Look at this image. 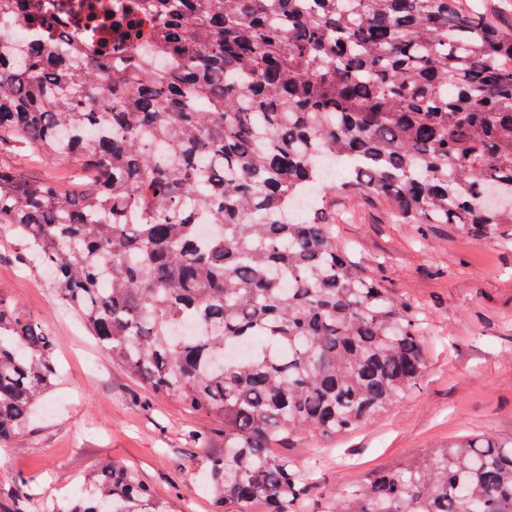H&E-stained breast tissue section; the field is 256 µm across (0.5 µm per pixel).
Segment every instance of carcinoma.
Segmentation results:
<instances>
[{"label":"carcinoma","mask_w":512,"mask_h":512,"mask_svg":"<svg viewBox=\"0 0 512 512\" xmlns=\"http://www.w3.org/2000/svg\"><path fill=\"white\" fill-rule=\"evenodd\" d=\"M0 152L78 167L72 186L0 163V230L130 376L224 426L216 497L300 512L314 486L271 451L346 434L427 368L412 305L336 245L309 189L384 200L475 240L512 224V37L455 0H152L137 22L166 60L58 40L5 45ZM112 70L103 84L99 70ZM350 179L321 182L317 158ZM217 230L200 236V223ZM185 323L195 336L178 334ZM256 342L243 357L231 348ZM54 341L0 290V447L55 384ZM51 512H178L105 466ZM322 512H512V445L466 438L336 494Z\"/></svg>","instance_id":"1"}]
</instances>
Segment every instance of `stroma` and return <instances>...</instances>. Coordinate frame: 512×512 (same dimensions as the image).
<instances>
[{
  "label": "stroma",
  "mask_w": 512,
  "mask_h": 512,
  "mask_svg": "<svg viewBox=\"0 0 512 512\" xmlns=\"http://www.w3.org/2000/svg\"><path fill=\"white\" fill-rule=\"evenodd\" d=\"M338 242L368 277L410 302L427 327L422 380L355 432L312 434L288 448L315 461L321 493H339L459 437L512 441V226L478 242L455 224H408L382 200L327 199ZM0 287L55 342L56 387L10 447L0 448V504L31 512L64 502L109 464L136 469L181 512H224L208 488L207 457L224 445L219 424L152 394L113 365L85 324L63 309L17 241L0 237ZM207 434L209 442L198 441Z\"/></svg>",
  "instance_id": "stroma-1"
}]
</instances>
